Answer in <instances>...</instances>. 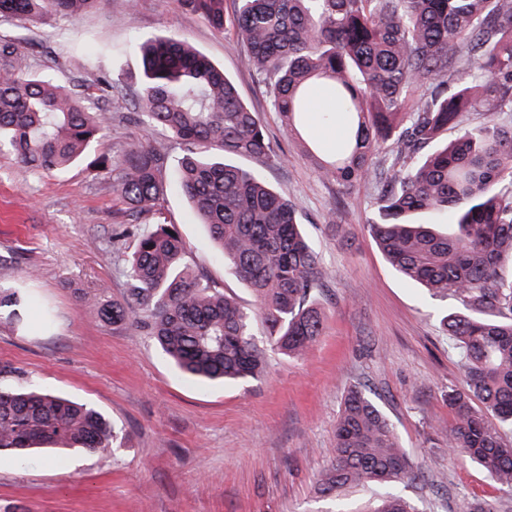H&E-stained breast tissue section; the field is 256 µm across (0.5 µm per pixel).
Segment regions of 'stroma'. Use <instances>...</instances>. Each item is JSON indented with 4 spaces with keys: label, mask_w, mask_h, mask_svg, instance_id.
<instances>
[{
    "label": "stroma",
    "mask_w": 512,
    "mask_h": 512,
    "mask_svg": "<svg viewBox=\"0 0 512 512\" xmlns=\"http://www.w3.org/2000/svg\"><path fill=\"white\" fill-rule=\"evenodd\" d=\"M0 34L19 42L35 73L92 92L85 45L101 49L102 70L128 80L140 70L133 44L158 37L189 38L223 66L264 122L274 154L242 165L294 204L319 260L323 313V332L305 357L269 353L259 377L235 385L184 378L151 337L105 324L82 302L89 293L120 297L125 287L133 241L120 234L124 205L112 178L92 177L84 162L24 177L14 156L0 152V284L38 304L27 327L0 322V384L86 403L121 438L118 449L70 451L59 464L1 453L0 512H358L379 486L340 502L317 492L354 385L371 393L432 476L401 490L420 512H463L474 500L512 512L511 495L448 454L454 416L444 394L464 378L442 327L454 301L430 298L390 267L369 231L381 184L369 179L344 192L320 176L283 131L234 29L215 30L177 0H104L74 20L51 17L34 27L0 19ZM106 117L91 158L117 157L144 138L180 157L171 136L146 131L128 103L112 102ZM161 218L176 225L196 272L255 308L181 193L165 196Z\"/></svg>",
    "instance_id": "1"
}]
</instances>
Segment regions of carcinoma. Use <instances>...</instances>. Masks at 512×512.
Masks as SVG:
<instances>
[{
	"mask_svg": "<svg viewBox=\"0 0 512 512\" xmlns=\"http://www.w3.org/2000/svg\"><path fill=\"white\" fill-rule=\"evenodd\" d=\"M101 0H0V18L39 24L77 18ZM212 27H232L245 63L270 89L283 130L302 139L312 89L328 87L348 117L336 151H305L320 174L342 189L374 178L393 187L379 198L369 225L384 258L430 297L459 308L442 320L464 369L446 401L455 424L448 453L475 462L512 493V0H178ZM135 82L99 76L104 97L128 96L146 128L165 130L182 148L175 186L224 258L250 288L256 311L242 307L187 260L173 224L143 227L168 189L170 159L143 141L113 166L125 204V234L135 238L121 297L87 299L102 321L154 337L178 374L236 382L260 375L266 352L301 357L322 334L319 265L295 206L235 158L265 159L272 149L256 112L224 69L186 37L139 43ZM489 73L492 79L481 80ZM477 108L487 122L470 123ZM450 127V143L422 151ZM90 94L36 75L9 35H0V150L24 173L61 171L84 160L106 132ZM392 164H378L383 144ZM454 216L453 229L415 218ZM27 302L0 289V321L17 325ZM261 318L265 341L252 333ZM336 448L318 492L340 498L369 483L425 479L401 446L380 405L360 386L343 400ZM118 431L102 414L46 390L0 386V450L24 457L36 448L117 447ZM367 512H418L387 495Z\"/></svg>",
	"mask_w": 512,
	"mask_h": 512,
	"instance_id": "carcinoma-1",
	"label": "carcinoma"
}]
</instances>
